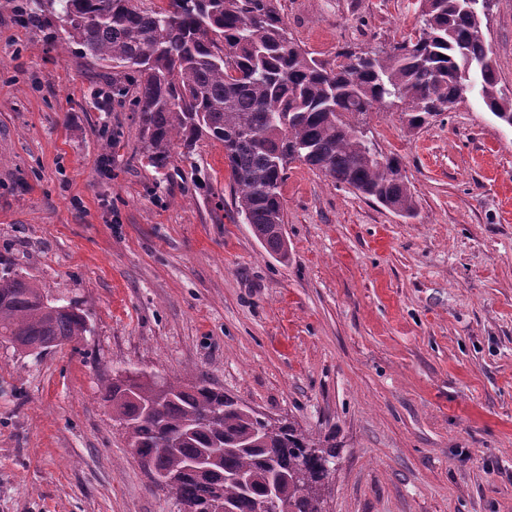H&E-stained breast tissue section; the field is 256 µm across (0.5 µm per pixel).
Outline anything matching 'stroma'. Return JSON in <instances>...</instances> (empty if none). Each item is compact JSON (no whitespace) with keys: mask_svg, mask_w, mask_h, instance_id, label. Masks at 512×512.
I'll use <instances>...</instances> for the list:
<instances>
[{"mask_svg":"<svg viewBox=\"0 0 512 512\" xmlns=\"http://www.w3.org/2000/svg\"><path fill=\"white\" fill-rule=\"evenodd\" d=\"M335 61L420 27V0H281ZM512 92V0L480 16ZM110 70L16 23L0 0V265L76 301L85 336L43 354L0 340V512H180L100 398L139 371L190 372L336 447L324 512H512V127L469 95L426 128L361 123L399 157L398 217L292 164L286 258L235 211L221 142L141 152Z\"/></svg>","mask_w":512,"mask_h":512,"instance_id":"obj_1","label":"stroma"}]
</instances>
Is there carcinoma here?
Returning a JSON list of instances; mask_svg holds the SVG:
<instances>
[{
  "label": "carcinoma",
  "mask_w": 512,
  "mask_h": 512,
  "mask_svg": "<svg viewBox=\"0 0 512 512\" xmlns=\"http://www.w3.org/2000/svg\"><path fill=\"white\" fill-rule=\"evenodd\" d=\"M418 36L389 50L344 51L331 64L288 32L279 0H27L23 21L54 28L82 57L133 77L144 152L162 170L174 140L224 144L236 215L266 251L287 256L281 187L299 162L387 209L411 217L415 201L398 157L368 159L352 136L358 116L401 109L421 129L480 86L487 109L512 126V96L498 88L489 46L470 0H421ZM81 309H58L10 268L0 272V337L46 350L84 335ZM101 400L126 429L145 470L175 480L184 512H259L268 498L288 512H322L314 486L328 476L329 439L291 422L272 433L234 398L188 377L157 382L141 372L105 384ZM208 461L200 474L196 464ZM308 478H296L298 468Z\"/></svg>",
  "instance_id": "carcinoma-1"
}]
</instances>
